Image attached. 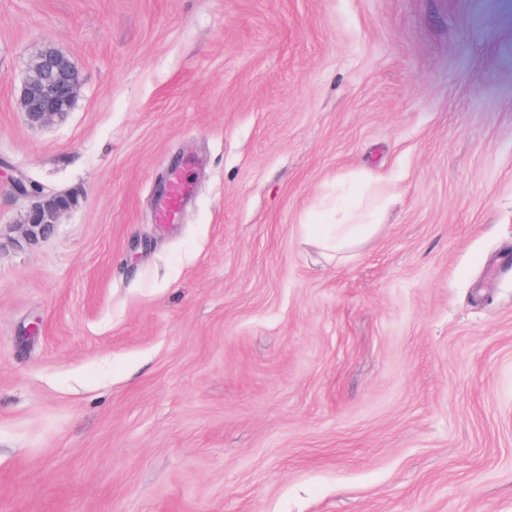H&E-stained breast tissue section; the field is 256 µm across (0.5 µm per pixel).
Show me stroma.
Returning a JSON list of instances; mask_svg holds the SVG:
<instances>
[{"mask_svg": "<svg viewBox=\"0 0 512 512\" xmlns=\"http://www.w3.org/2000/svg\"><path fill=\"white\" fill-rule=\"evenodd\" d=\"M505 251L512 0H0V512H512ZM19 105L32 124L47 125L64 117L80 88L78 70L70 59L50 46L30 58ZM74 199L69 195H56L34 205L27 213L23 224H19L17 231L18 244L34 245L46 238L59 217L71 209ZM377 214V210L355 211L346 208L344 211L338 208L336 202V219L334 224H311L306 222L302 224L307 233L322 232L323 246L333 252L341 253L347 249L355 239L371 225V221ZM321 226H334L332 228H322Z\"/></svg>", "mask_w": 512, "mask_h": 512, "instance_id": "stroma-1", "label": "stroma"}]
</instances>
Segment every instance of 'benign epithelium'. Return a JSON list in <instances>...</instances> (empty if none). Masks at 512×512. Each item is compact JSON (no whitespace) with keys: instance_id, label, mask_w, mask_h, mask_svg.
<instances>
[{"instance_id":"7a95c632","label":"benign epithelium","mask_w":512,"mask_h":512,"mask_svg":"<svg viewBox=\"0 0 512 512\" xmlns=\"http://www.w3.org/2000/svg\"><path fill=\"white\" fill-rule=\"evenodd\" d=\"M79 88V73L70 59L54 48L44 46L29 60L19 105L30 123L51 124L71 110ZM73 205L74 199L69 195L51 196L34 205L24 222L18 225L16 242L34 245L46 238L59 217Z\"/></svg>"}]
</instances>
